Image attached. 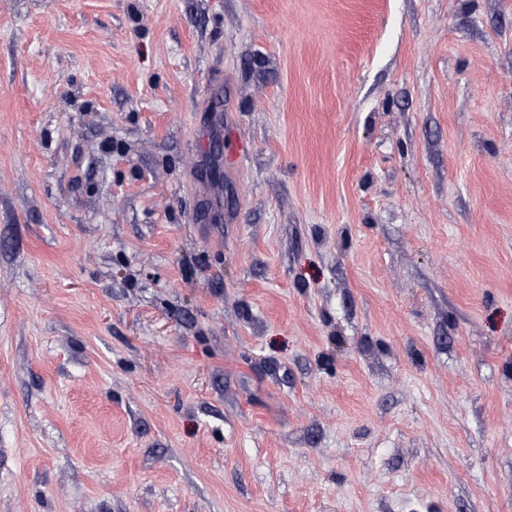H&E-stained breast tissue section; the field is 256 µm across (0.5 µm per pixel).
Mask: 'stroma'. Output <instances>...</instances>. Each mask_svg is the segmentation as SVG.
Listing matches in <instances>:
<instances>
[{
    "label": "stroma",
    "mask_w": 512,
    "mask_h": 512,
    "mask_svg": "<svg viewBox=\"0 0 512 512\" xmlns=\"http://www.w3.org/2000/svg\"><path fill=\"white\" fill-rule=\"evenodd\" d=\"M0 512H512V0H0Z\"/></svg>",
    "instance_id": "obj_1"
}]
</instances>
